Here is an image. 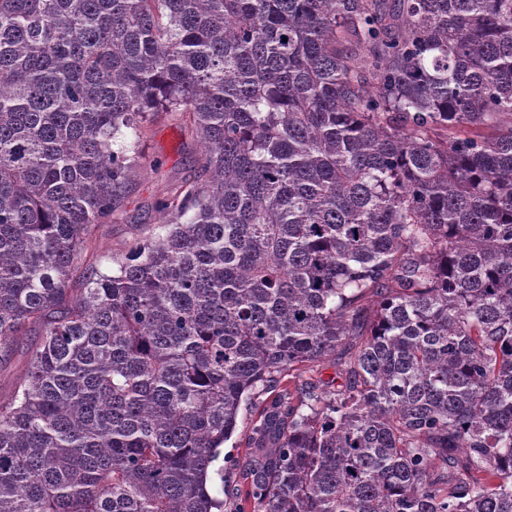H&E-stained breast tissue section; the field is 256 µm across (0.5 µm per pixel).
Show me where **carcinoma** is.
Listing matches in <instances>:
<instances>
[{"label":"carcinoma","instance_id":"cac0c4a2","mask_svg":"<svg viewBox=\"0 0 512 512\" xmlns=\"http://www.w3.org/2000/svg\"><path fill=\"white\" fill-rule=\"evenodd\" d=\"M173 113L198 175L104 266ZM29 336L0 512H512V0H0V367ZM347 349L348 346H346L345 348L342 347L338 350V352H336V356H329L322 360L319 363L320 366L317 367L319 368V374H313L314 378L320 376L321 379L325 381L334 380L335 382H337V384L339 382H342V379L339 378L338 376H341L339 375V370L343 367L341 366V363L343 364L344 361H346L350 356V351ZM254 402H258V400L255 399L254 401L252 400V403L243 405L240 413V421L237 433L232 437L230 441L225 443L222 455L220 456L219 461L215 463L213 468L214 470L211 472L212 495L218 498H224V494L222 491L220 476L217 474L216 470L224 465V455L226 457L229 455L232 457H239L241 460H243L244 455L247 452L246 436L248 434V428L254 414Z\"/></svg>","mask_w":512,"mask_h":512}]
</instances>
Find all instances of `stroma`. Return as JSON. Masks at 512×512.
Instances as JSON below:
<instances>
[{"mask_svg":"<svg viewBox=\"0 0 512 512\" xmlns=\"http://www.w3.org/2000/svg\"><path fill=\"white\" fill-rule=\"evenodd\" d=\"M137 149L142 165L125 188L118 215L94 230L96 248L105 258L124 255L133 239L154 230L160 222L156 201L197 173L201 146L174 117L163 116L150 124Z\"/></svg>","mask_w":512,"mask_h":512,"instance_id":"stroma-1","label":"stroma"}]
</instances>
